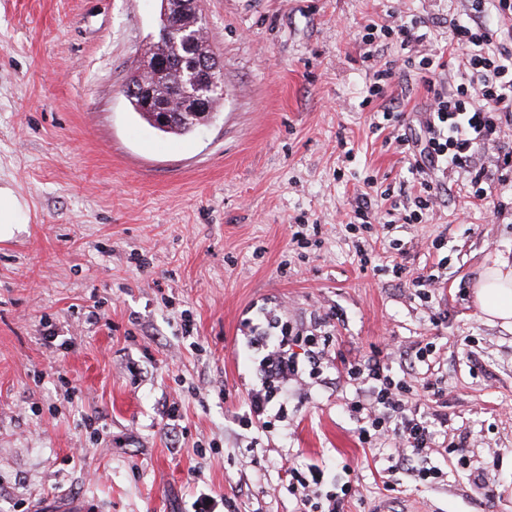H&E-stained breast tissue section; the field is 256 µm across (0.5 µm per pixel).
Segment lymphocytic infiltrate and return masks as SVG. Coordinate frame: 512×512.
<instances>
[{
  "label": "lymphocytic infiltrate",
  "instance_id": "lymphocytic-infiltrate-1",
  "mask_svg": "<svg viewBox=\"0 0 512 512\" xmlns=\"http://www.w3.org/2000/svg\"><path fill=\"white\" fill-rule=\"evenodd\" d=\"M465 19L457 22L453 38L464 58L462 81L449 92L436 90L439 71L446 67L442 57L432 53L409 56L407 49L423 27L421 19L402 20L392 26L367 25L364 39L396 38L405 51V63L417 71L432 92L425 134L410 140L397 135L400 144H414L410 164L419 172L466 170L474 197L487 196L488 182L512 170V153L486 164L477 158L482 146L497 142L504 121L512 120V50L496 44L482 19L490 13L512 15V0H467ZM242 346L254 356L255 381L247 390L246 409L238 416L241 428L272 432L276 428V406L288 394L290 381L302 373L322 379L332 366L323 336L260 309L245 318ZM343 376L356 387L350 403L359 423L358 441L368 449L388 445L398 453L401 465L428 457L435 440L426 420L408 405L407 381L394 378L379 358L370 357L344 365ZM288 478V491L299 501L300 512H344V502L353 486L344 482L335 491L325 488L322 470L300 469L286 460L281 464Z\"/></svg>",
  "mask_w": 512,
  "mask_h": 512
}]
</instances>
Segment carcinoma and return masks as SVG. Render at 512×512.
<instances>
[{
    "mask_svg": "<svg viewBox=\"0 0 512 512\" xmlns=\"http://www.w3.org/2000/svg\"><path fill=\"white\" fill-rule=\"evenodd\" d=\"M149 51L152 55L165 61V66L156 77L148 84V90L152 93L153 103L167 111L166 124H156L154 113L141 112L137 105H132L140 119L150 127L173 136H186L192 134L204 121L212 117L210 112L196 114L194 112H180L174 104V97L183 84L186 63L182 61L184 50L180 38L175 36H161L156 41L149 43Z\"/></svg>",
    "mask_w": 512,
    "mask_h": 512,
    "instance_id": "obj_1",
    "label": "carcinoma"
}]
</instances>
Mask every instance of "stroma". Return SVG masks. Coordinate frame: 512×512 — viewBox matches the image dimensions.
<instances>
[{
  "label": "stroma",
  "instance_id": "1",
  "mask_svg": "<svg viewBox=\"0 0 512 512\" xmlns=\"http://www.w3.org/2000/svg\"><path fill=\"white\" fill-rule=\"evenodd\" d=\"M466 8L200 0L224 99L175 139L124 94L158 34V0H0V185L30 216L0 241V512H189L202 487L239 512H296L279 479L285 457L319 466L327 487L353 481L345 512L383 501L512 512V328L481 316L473 295L485 267L512 261V187L491 183L481 205L469 174L453 170L450 195L421 222L347 229L367 178L405 206L424 179L375 115L391 106L422 126L429 94L413 73L370 96L372 67L400 51L390 40L369 49L364 26L425 18L416 49L431 53ZM294 224L306 247L291 243ZM416 273L435 276L431 302L409 284ZM255 305L303 325L315 308L336 313V363L379 356L412 384L407 400L436 442L468 441L466 465L431 454L444 477L426 483L388 450L363 448L344 378L291 382L273 434L241 429L252 370L237 345ZM50 330L58 347L45 343ZM426 345V362L404 363L403 351ZM52 359L60 376L43 372ZM168 401L180 406L172 424Z\"/></svg>",
  "mask_w": 512,
  "mask_h": 512
}]
</instances>
